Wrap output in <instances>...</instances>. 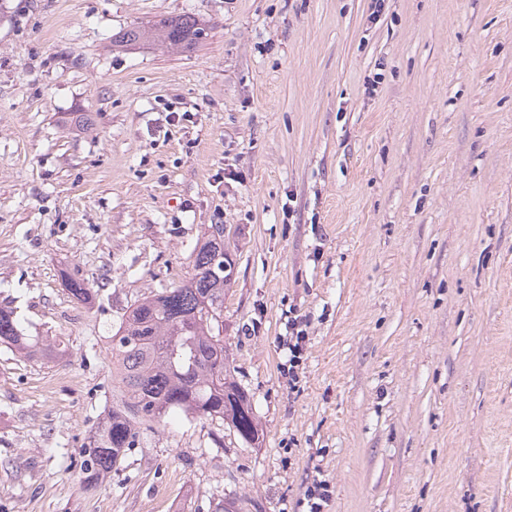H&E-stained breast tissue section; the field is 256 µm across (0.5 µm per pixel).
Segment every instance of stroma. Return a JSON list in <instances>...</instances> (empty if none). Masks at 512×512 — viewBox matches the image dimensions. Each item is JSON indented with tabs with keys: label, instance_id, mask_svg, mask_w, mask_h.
Listing matches in <instances>:
<instances>
[{
	"label": "stroma",
	"instance_id": "stroma-1",
	"mask_svg": "<svg viewBox=\"0 0 512 512\" xmlns=\"http://www.w3.org/2000/svg\"><path fill=\"white\" fill-rule=\"evenodd\" d=\"M210 224L263 435L177 414L83 484L112 331ZM0 305L65 351L0 345V512H512V0H0ZM205 29L190 14L171 17L152 27L135 26L123 29L112 36V44L123 46L152 40L154 42L179 49H190L203 39Z\"/></svg>",
	"mask_w": 512,
	"mask_h": 512
}]
</instances>
